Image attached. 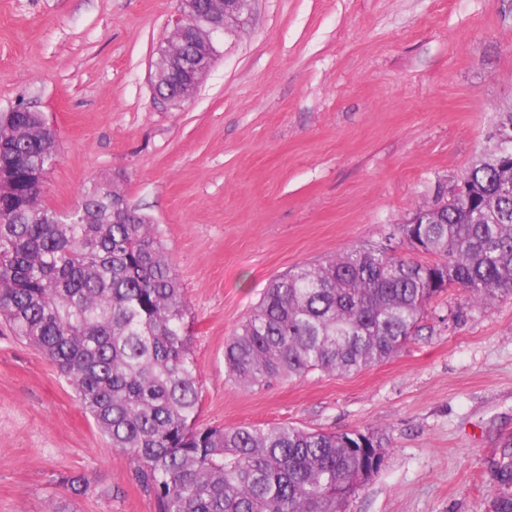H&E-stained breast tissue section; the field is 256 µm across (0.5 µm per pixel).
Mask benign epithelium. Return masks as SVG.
<instances>
[{"label":"benign epithelium","mask_w":512,"mask_h":512,"mask_svg":"<svg viewBox=\"0 0 512 512\" xmlns=\"http://www.w3.org/2000/svg\"><path fill=\"white\" fill-rule=\"evenodd\" d=\"M252 0H178L169 37L190 45V51L178 58L160 52V61L153 76V85L167 77L176 82L179 95L165 97L178 103L191 99L209 73L217 56L212 34L224 30L231 19L249 11Z\"/></svg>","instance_id":"obj_1"}]
</instances>
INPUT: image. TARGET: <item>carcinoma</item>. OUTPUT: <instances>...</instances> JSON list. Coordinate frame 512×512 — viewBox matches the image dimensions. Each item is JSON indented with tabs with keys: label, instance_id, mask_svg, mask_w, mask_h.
<instances>
[{
	"label": "carcinoma",
	"instance_id": "obj_1",
	"mask_svg": "<svg viewBox=\"0 0 512 512\" xmlns=\"http://www.w3.org/2000/svg\"><path fill=\"white\" fill-rule=\"evenodd\" d=\"M40 112L0 115V320L77 392L113 449L136 463L158 512H343L376 477L386 436L279 424L198 423L197 365L175 264L153 225L100 178L66 212L43 203L60 161ZM447 198L392 236L435 260L356 246L274 278L224 345L242 387L350 374L394 357L427 303L453 286L512 293V110Z\"/></svg>",
	"mask_w": 512,
	"mask_h": 512
}]
</instances>
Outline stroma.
<instances>
[{"label":"stroma","mask_w":512,"mask_h":512,"mask_svg":"<svg viewBox=\"0 0 512 512\" xmlns=\"http://www.w3.org/2000/svg\"><path fill=\"white\" fill-rule=\"evenodd\" d=\"M176 7L0 0V111L43 113L60 147L44 203L67 211L106 176L154 225L189 308L201 424L379 429L382 469L345 512H496L512 295L449 289L395 357L352 375L244 388L224 345L271 279L384 242L479 157L512 109V0H254L174 105L151 76ZM50 505L157 512L70 383L0 325V512Z\"/></svg>","instance_id":"35a3bbf8"}]
</instances>
